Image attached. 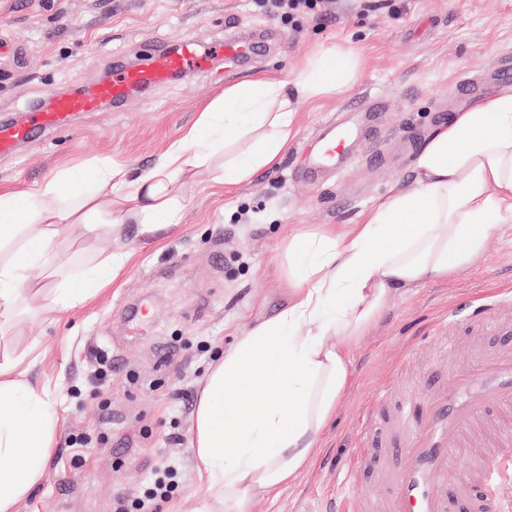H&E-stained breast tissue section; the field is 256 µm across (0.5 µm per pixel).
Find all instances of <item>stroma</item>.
Returning <instances> with one entry per match:
<instances>
[{
    "mask_svg": "<svg viewBox=\"0 0 512 512\" xmlns=\"http://www.w3.org/2000/svg\"><path fill=\"white\" fill-rule=\"evenodd\" d=\"M248 28L274 29L282 49L236 69L216 60L206 71L136 94L121 111L80 115L73 129L44 133L0 158V187H33L64 164L94 157L141 174L225 89L293 81L315 51L331 44L354 58L349 85L299 103L275 167L229 188L213 184L206 170L179 179V224L151 237L127 224L117 243L131 260L94 299L51 318L47 297L23 293L0 327V356L27 351V375L49 391L58 425L41 476L15 512H115L118 499L141 497L167 457L179 462L178 488L156 512H211L213 496L192 446L198 397L235 338L285 306L289 234L327 224L348 230L387 195L413 186V165H400L390 150L371 165L359 142L344 175L297 182L321 124L353 104L364 110L365 129L401 134L418 154L440 111L469 106L457 93L458 75L490 68L512 48V0H323L321 19L289 21L265 13L256 0H0V118L23 112L47 91L91 84L113 61H139L156 44L210 43ZM370 92L385 99V111H366ZM501 288L512 289V223L488 236L471 267L395 294L351 352L352 386L311 464L278 497L254 499L249 512H326L369 396L412 387L435 371V347L416 348V336L439 329L459 343L463 361L480 349L512 347V322L477 330L464 307ZM136 305L150 314L128 321ZM412 350L418 373L396 372ZM77 435L92 437L94 448L77 455L69 445Z\"/></svg>",
    "mask_w": 512,
    "mask_h": 512,
    "instance_id": "stroma-1",
    "label": "stroma"
}]
</instances>
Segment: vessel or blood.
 Segmentation results:
<instances>
[{"instance_id":"b4317fda","label":"vessel or blood","mask_w":512,"mask_h":512,"mask_svg":"<svg viewBox=\"0 0 512 512\" xmlns=\"http://www.w3.org/2000/svg\"><path fill=\"white\" fill-rule=\"evenodd\" d=\"M269 44L266 31H254L251 40L232 39L216 47L189 39L176 49H157L145 63L113 64L112 76L88 91L53 92L44 104L16 121L0 120V157L44 130L69 129L82 112H96L120 105L132 92L169 81L189 70L209 67L215 57L229 66L264 52ZM353 127L332 119L320 130L319 147L311 168L302 173L315 178L321 168L335 167L347 159L346 146L356 140ZM512 312V295L471 306V319H493ZM512 407V349L483 353L470 363L455 364L443 376L424 382L416 391L394 400L383 389L373 394L364 412V422L348 460L346 483L372 470L378 475L375 512H461L456 496L448 488V471L462 449L470 447L483 420ZM480 497L477 512H512V499L503 488L512 482V429H501L495 437L492 456L472 465Z\"/></svg>"}]
</instances>
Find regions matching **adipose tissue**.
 Returning <instances> with one entry per match:
<instances>
[{
    "instance_id": "1",
    "label": "adipose tissue",
    "mask_w": 512,
    "mask_h": 512,
    "mask_svg": "<svg viewBox=\"0 0 512 512\" xmlns=\"http://www.w3.org/2000/svg\"><path fill=\"white\" fill-rule=\"evenodd\" d=\"M354 74L333 47L314 55L293 85L260 80L225 89L132 177L108 161L66 166L36 189L0 188V320L21 289L50 284L48 313L85 301L125 269L123 247L72 267L62 231L143 233L181 220L173 185L198 170L221 185L274 165L288 145L297 102L333 93ZM512 222V94L456 113L418 153L415 186L388 195L345 233H304L286 249L295 281L287 304L225 351L201 391L193 447L223 512L294 481L319 447L352 378L351 351L401 288L450 277L480 257L488 235ZM24 354L0 361V512L37 481L53 446L57 413L25 378Z\"/></svg>"
}]
</instances>
